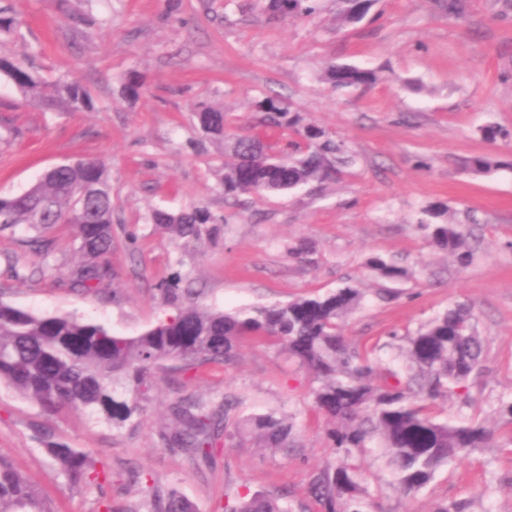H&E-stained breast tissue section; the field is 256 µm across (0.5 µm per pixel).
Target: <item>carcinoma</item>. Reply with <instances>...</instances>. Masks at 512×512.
I'll return each mask as SVG.
<instances>
[{"instance_id":"cac0c4a2","label":"carcinoma","mask_w":512,"mask_h":512,"mask_svg":"<svg viewBox=\"0 0 512 512\" xmlns=\"http://www.w3.org/2000/svg\"><path fill=\"white\" fill-rule=\"evenodd\" d=\"M336 24H356L376 0H334ZM277 16L313 17L321 0H269ZM19 20L0 7V36H15ZM0 78L11 82L25 102L46 110L80 112L91 102L89 91L76 81L47 79L30 62L0 56ZM323 79L335 90L366 87L373 71L327 63ZM145 77L130 71L120 79V94L136 99ZM255 123L235 131L224 108L208 101L195 104L192 116L203 147L207 140L221 150L216 169L227 199L243 196L319 191L339 181L354 163L345 141L293 107L278 94L251 101ZM499 161L491 155L468 159L474 174L491 172ZM417 228L431 243L470 263L472 252L461 225L444 222L446 211L421 209ZM152 223L180 238H197L204 224H223L201 203L178 211L155 209ZM25 224L45 235L54 224H72L82 261L58 271L61 286L93 291L112 280L103 256L112 251V179L105 165L87 160L63 163L14 196L0 197V233ZM380 277L398 281L406 271L379 255L368 258ZM168 314L137 336L112 333L104 324L76 315H38L0 300V384H6L47 413L76 410L120 430L138 419L150 401L155 375L171 367L192 371L210 364H228L239 341L254 336L278 343L288 359L307 370L315 410L328 418V436L336 461L314 473L309 495L322 512H372L374 495L365 486L357 456L377 442L390 469L392 483L408 494L426 489L438 471L486 448L493 433L478 421L451 425L436 419L438 402L455 395L471 404L469 384L481 371L485 347L477 333L473 307L456 303L403 335L398 349L405 370L379 367L384 346L365 347L343 334L344 318L357 310L363 294L347 283L323 295L301 296L283 304L258 305L235 311L215 310L199 303V295L178 283L161 289ZM232 404L213 406L201 399L173 403L176 428L160 433L165 445L192 458L211 456L221 433L233 428L242 440L262 448H286L294 437L288 416L269 412L243 418L231 415ZM44 451L74 487L102 486L110 478L88 455L47 440ZM140 507L128 512H193L192 504L174 490L146 487ZM0 512H54L51 504L8 460L0 457ZM224 512H291L288 500L275 493L249 498L229 488Z\"/></svg>"}]
</instances>
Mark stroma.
Wrapping results in <instances>:
<instances>
[{"mask_svg": "<svg viewBox=\"0 0 512 512\" xmlns=\"http://www.w3.org/2000/svg\"><path fill=\"white\" fill-rule=\"evenodd\" d=\"M448 16L438 0H377L368 17L337 27L332 10L313 20L275 18L267 0H0L12 8L21 37H0V55L29 58L48 78L80 81L90 109L46 112L23 105L0 80V196L24 192L64 162L99 160L114 195L109 289L78 293L51 271L76 257L71 225L58 224L36 251L26 231L0 237V287L11 304L37 314L69 315L135 336L169 314L159 286L173 277L202 291L207 306L235 310L283 303L351 282L365 297L344 321L346 336L379 343L381 363L403 360L385 342L415 329L456 301L473 304L486 348L470 384L471 406L448 398L442 418L476 419L494 433L442 469L422 493L391 486L377 452L362 465L376 489L377 512H431L435 503L471 500L472 512H512V420L498 413L512 398V140L489 143L492 124L512 130V0H463ZM378 71L374 85L340 92L323 78L327 62ZM136 70L147 85L120 100L118 79ZM274 91L344 139L356 163L322 191L226 200L214 174L215 145L195 152L190 105L223 106L240 127L252 99ZM482 154L503 168L475 175L464 160ZM192 202L224 216L200 238L152 225V209ZM440 205L462 224L475 256L468 265L439 250L415 228L423 207ZM310 262L290 257L298 243ZM379 255L408 272L380 279L366 261ZM311 379L280 348L250 337L237 359L195 372L157 375L137 425L114 430L83 413L41 412L0 386V456L10 460L55 512H126L142 499L145 477L175 489L195 512H222L225 488L280 491L293 512H321L309 496L312 473L333 460L329 421L313 408ZM231 399L234 414L277 412L295 424L291 447L269 451L218 441L209 460L164 448L167 407L181 398ZM84 449L107 466L99 488L70 486L42 450L41 433Z\"/></svg>", "mask_w": 512, "mask_h": 512, "instance_id": "stroma-1", "label": "stroma"}]
</instances>
